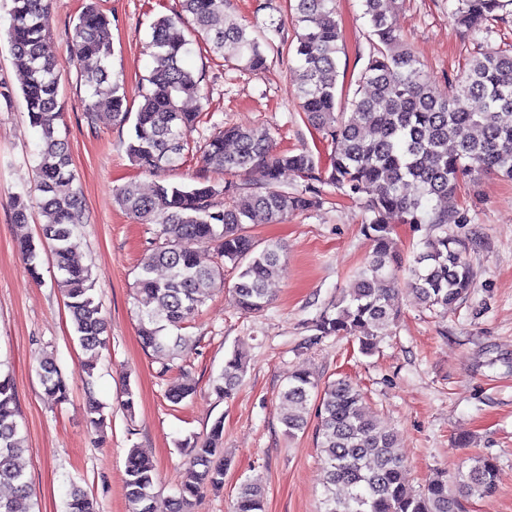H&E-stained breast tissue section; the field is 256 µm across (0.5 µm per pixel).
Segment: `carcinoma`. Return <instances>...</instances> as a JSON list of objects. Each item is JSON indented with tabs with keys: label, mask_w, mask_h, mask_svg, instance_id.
Here are the masks:
<instances>
[{
	"label": "carcinoma",
	"mask_w": 512,
	"mask_h": 512,
	"mask_svg": "<svg viewBox=\"0 0 512 512\" xmlns=\"http://www.w3.org/2000/svg\"><path fill=\"white\" fill-rule=\"evenodd\" d=\"M12 2L8 43L20 63L29 123L42 140L36 178L43 237L59 273L56 286L64 292L87 356L83 372L90 378L107 343V317L94 294L96 277L77 255L82 192L70 168L68 143L56 135L64 106L58 100L55 58L43 24L48 0ZM362 2L371 26L370 52L349 108L339 109L336 0H289L301 28L295 45L299 107L319 134L323 150L317 152H278L269 131L259 127L226 126L203 144L191 145L201 112L189 110L186 100L199 95L201 77L184 64L190 51L185 24L193 26L213 53L231 56L254 71L267 65L263 46L270 42H260L253 25L228 13V0H181L180 11L156 20L149 88L134 113L111 80L110 20L94 2L78 16L70 50L80 81L90 91L87 120L95 124L101 119L97 108L104 97L112 124H131L126 151L143 171L176 167L195 151L204 169L229 177L220 190L203 176L192 186L157 183L148 194L134 183L114 189L118 204L134 221L157 226L137 278V332L156 359L172 361L188 348L191 337L181 330L224 282L227 261L239 269L232 287L237 308L259 313L271 304L282 246L269 242L258 248L252 228L280 224L296 211L320 206L325 185L364 203L362 232L372 252L342 295L312 323L314 339L349 336L368 354L399 320L400 280L417 304L444 313L455 310L473 288L475 275L465 259L470 243L449 233L448 225L471 222L469 209L458 203L461 184L484 172L512 179V52L487 49L472 57L462 73L448 80L443 93L393 24L398 0ZM503 7V0H452L450 17L466 31L480 33ZM286 170L303 181L302 191L281 188ZM253 171L260 179L249 187L232 180ZM221 194L222 204L216 202ZM395 224H428L442 234H426L421 250L406 264L392 237ZM201 249L213 251L211 265L200 263ZM19 251L29 274L40 279L32 241L20 240ZM245 371L242 353L232 351L212 391L220 399L231 397ZM38 376L55 402L68 400V382L53 357L40 360ZM312 409L325 472L320 512H460L461 500L489 498L497 491V462L488 455L474 458L467 470L449 478L420 490L410 488L394 435L381 425L363 393L345 378L322 382L301 368L288 376L279 393L280 422L288 436L306 429ZM86 415L89 427H105L102 406L92 396ZM223 433L224 422L218 419L210 437L192 446V462L178 493L163 501L154 492L155 465L139 450H130L125 490L134 512H187L201 489L223 488L224 459L216 457ZM27 451L13 378L0 374V487L10 488V495L0 496V512H31L23 463ZM262 508V488L241 485L234 512ZM66 512H95V505L74 485Z\"/></svg>",
	"instance_id": "carcinoma-1"
}]
</instances>
